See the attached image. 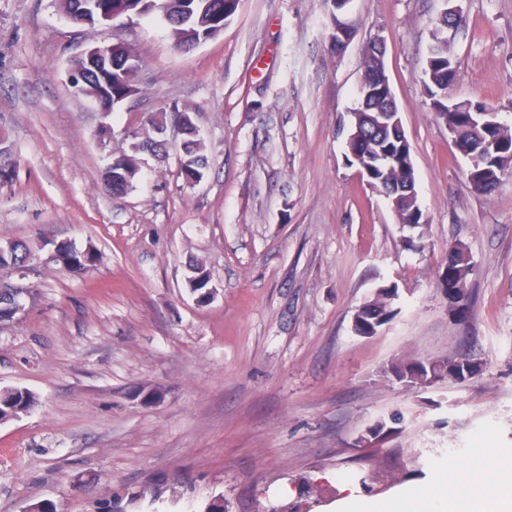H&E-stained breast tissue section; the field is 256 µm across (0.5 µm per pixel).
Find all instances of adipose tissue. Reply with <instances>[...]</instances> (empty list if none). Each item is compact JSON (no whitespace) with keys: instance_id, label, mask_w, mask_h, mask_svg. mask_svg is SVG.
Masks as SVG:
<instances>
[{"instance_id":"1","label":"adipose tissue","mask_w":512,"mask_h":512,"mask_svg":"<svg viewBox=\"0 0 512 512\" xmlns=\"http://www.w3.org/2000/svg\"><path fill=\"white\" fill-rule=\"evenodd\" d=\"M497 469L496 483L477 497L468 496L444 466L430 483L407 486L383 498L358 495L341 483L336 503L327 512H456L462 506L469 512H512V466L501 463Z\"/></svg>"}]
</instances>
